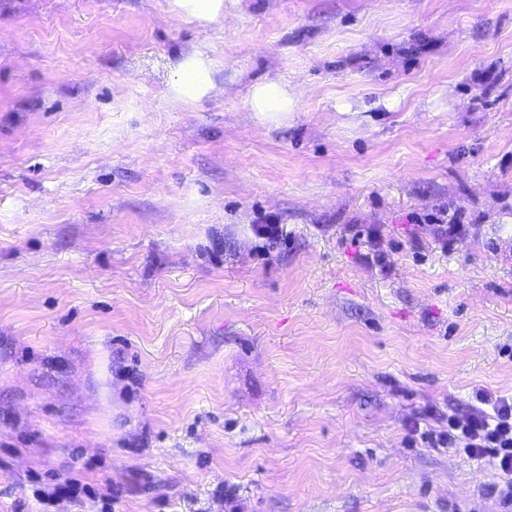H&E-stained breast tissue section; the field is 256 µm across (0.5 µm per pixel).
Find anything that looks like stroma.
<instances>
[{"label": "stroma", "instance_id": "stroma-1", "mask_svg": "<svg viewBox=\"0 0 512 512\" xmlns=\"http://www.w3.org/2000/svg\"><path fill=\"white\" fill-rule=\"evenodd\" d=\"M477 388L512 395V0H0V512H512L430 441ZM179 5L199 19H210L217 15L224 4L223 0H178ZM180 74L175 84L177 93L186 98H195L213 88L203 60L190 57L180 64ZM249 105L258 117L274 120L293 111L295 97L288 84L279 79H267L252 87Z\"/></svg>", "mask_w": 512, "mask_h": 512}]
</instances>
